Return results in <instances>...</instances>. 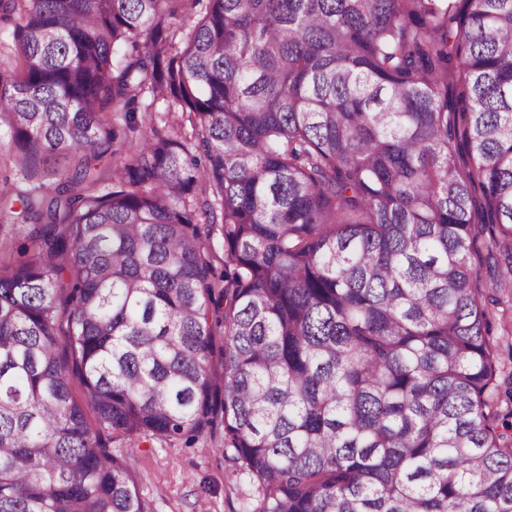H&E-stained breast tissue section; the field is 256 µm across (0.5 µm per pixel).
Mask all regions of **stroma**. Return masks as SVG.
<instances>
[{
	"label": "stroma",
	"instance_id": "obj_1",
	"mask_svg": "<svg viewBox=\"0 0 512 512\" xmlns=\"http://www.w3.org/2000/svg\"><path fill=\"white\" fill-rule=\"evenodd\" d=\"M490 303V333L498 344L503 375H512V282ZM124 459L150 512H253L257 486L226 450L222 431L195 439L159 438L137 446L123 438L111 443Z\"/></svg>",
	"mask_w": 512,
	"mask_h": 512
}]
</instances>
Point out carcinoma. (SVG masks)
Instances as JSON below:
<instances>
[{"instance_id":"carcinoma-1","label":"carcinoma","mask_w":512,"mask_h":512,"mask_svg":"<svg viewBox=\"0 0 512 512\" xmlns=\"http://www.w3.org/2000/svg\"><path fill=\"white\" fill-rule=\"evenodd\" d=\"M0 23L25 181L0 219L34 246L0 260V512H149L111 440L217 426L253 512H512L474 263L488 231L512 278V0H0ZM105 97L174 128L92 192L125 146Z\"/></svg>"}]
</instances>
